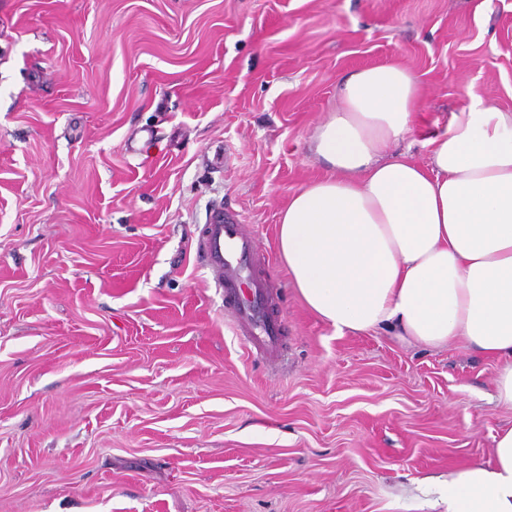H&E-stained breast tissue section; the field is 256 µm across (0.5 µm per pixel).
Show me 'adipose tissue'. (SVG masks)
<instances>
[{
	"mask_svg": "<svg viewBox=\"0 0 512 512\" xmlns=\"http://www.w3.org/2000/svg\"><path fill=\"white\" fill-rule=\"evenodd\" d=\"M312 134L332 169L293 194L277 249L306 307L337 335L392 331L502 361L496 398L512 407V109L472 99L428 139L398 146L426 97L394 63L351 73ZM493 462L430 481L420 512H512V428Z\"/></svg>",
	"mask_w": 512,
	"mask_h": 512,
	"instance_id": "1",
	"label": "adipose tissue"
}]
</instances>
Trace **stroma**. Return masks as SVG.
Wrapping results in <instances>:
<instances>
[{"label": "stroma", "instance_id": "obj_1", "mask_svg": "<svg viewBox=\"0 0 512 512\" xmlns=\"http://www.w3.org/2000/svg\"><path fill=\"white\" fill-rule=\"evenodd\" d=\"M396 62L423 134L512 109V0H0V512H416L490 461L499 362L335 335L276 248L340 80ZM249 226L275 358L198 246ZM253 288L252 299L241 300L232 306L236 333L242 336L250 351L275 357L280 346L278 325L262 316L265 287L255 285Z\"/></svg>", "mask_w": 512, "mask_h": 512}]
</instances>
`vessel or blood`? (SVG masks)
<instances>
[{"mask_svg":"<svg viewBox=\"0 0 512 512\" xmlns=\"http://www.w3.org/2000/svg\"><path fill=\"white\" fill-rule=\"evenodd\" d=\"M258 253L255 242L243 225L215 209L209 217L203 259L216 274L218 287L234 301V325L249 350L276 356L280 346L276 322L262 316L263 286H255L250 299L238 300V290Z\"/></svg>","mask_w":512,"mask_h":512,"instance_id":"b4317fda","label":"vessel or blood"}]
</instances>
